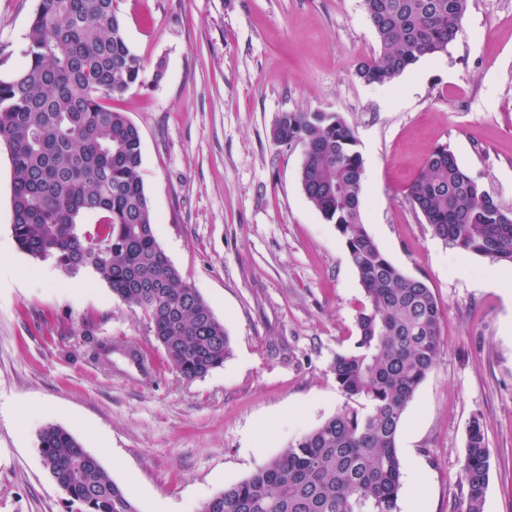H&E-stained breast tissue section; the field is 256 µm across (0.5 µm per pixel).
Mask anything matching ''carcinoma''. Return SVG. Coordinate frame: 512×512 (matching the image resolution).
I'll return each instance as SVG.
<instances>
[{
  "mask_svg": "<svg viewBox=\"0 0 512 512\" xmlns=\"http://www.w3.org/2000/svg\"><path fill=\"white\" fill-rule=\"evenodd\" d=\"M363 2L379 50L358 64L356 75L382 85L447 51L464 33L469 8V0ZM26 40V65L0 79V145L11 163L19 249L68 274L92 270L113 295L148 314L153 336L182 378L224 366L231 354L224 324L155 238L139 130L109 104L144 76L113 0H39ZM273 139L302 148L305 197L336 225L362 288L353 346L329 366L344 404L201 512H398L397 437L440 353V304L424 281L388 260L362 222L364 160L352 127L328 112H283ZM408 197L440 240L512 265V213L448 148L431 151ZM90 216L96 221L86 222ZM38 447L75 512H137L67 431L44 427ZM489 471L485 431L474 420L461 512H482Z\"/></svg>",
  "mask_w": 512,
  "mask_h": 512,
  "instance_id": "obj_1",
  "label": "carcinoma"
}]
</instances>
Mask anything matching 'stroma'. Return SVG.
I'll list each match as a JSON object with an SVG mask.
<instances>
[{
	"instance_id": "35a3bbf8",
	"label": "stroma",
	"mask_w": 512,
	"mask_h": 512,
	"mask_svg": "<svg viewBox=\"0 0 512 512\" xmlns=\"http://www.w3.org/2000/svg\"><path fill=\"white\" fill-rule=\"evenodd\" d=\"M39 0H0V77L25 62ZM143 84L112 100L139 129L155 237L223 325L231 355L205 377L169 369L147 315L93 271L68 276L14 248L11 166L0 148V512H69L38 433L56 425L130 489L137 512H201L344 398L329 372L356 336L357 272L307 201L301 147L274 142L284 112H329L364 159L365 227L442 308L441 348L397 440L427 495L459 506L466 434L491 452L483 512H512V305L490 277L512 265L433 236L408 197L445 146L512 211V0H470L465 33L387 85L355 74L378 42L363 0H115ZM162 78H155V70ZM149 375L122 376L124 348Z\"/></svg>"
}]
</instances>
